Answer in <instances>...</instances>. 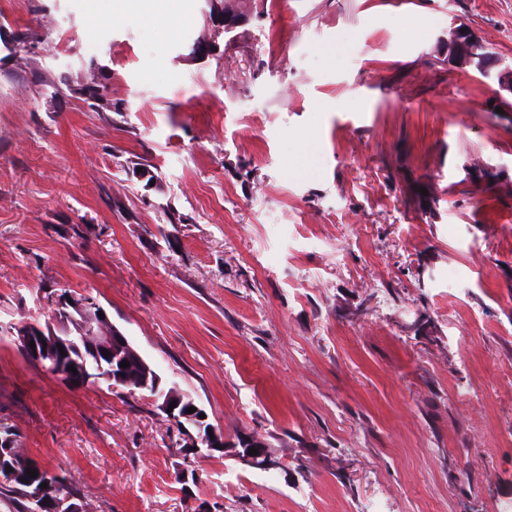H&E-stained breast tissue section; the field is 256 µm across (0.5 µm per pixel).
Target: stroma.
Returning <instances> with one entry per match:
<instances>
[{
  "instance_id": "stroma-1",
  "label": "stroma",
  "mask_w": 512,
  "mask_h": 512,
  "mask_svg": "<svg viewBox=\"0 0 512 512\" xmlns=\"http://www.w3.org/2000/svg\"><path fill=\"white\" fill-rule=\"evenodd\" d=\"M182 4L0 0V425L86 512H512V111L446 44L512 0ZM63 292L281 468L23 358ZM164 1V2H147ZM87 9L94 16H113L145 22L152 31L162 22L186 19V16L177 11V0H88ZM165 11L167 14L155 15L156 11ZM208 4L210 7L208 12L210 22L214 24L215 27H218L220 31L223 30L225 34L234 31L242 23V17L237 16L241 15V13L238 12L237 7L235 6V1L218 0L217 3V0H209ZM218 4L224 8L225 12L237 15L224 13L220 7H216ZM209 430H212L214 439H211L209 435ZM208 435L203 436L202 433H199V437L196 438L192 444L193 448H200L199 442L201 445H204L207 448H215V444H219L221 448H235V455L238 457L239 461L247 465L249 467H257V468H281V462H276L273 460L272 454L269 453L268 444L266 445L267 448H263V444L261 441H259L256 438H243L240 440L239 446L241 447L242 451L236 450L238 447L236 444H228L224 441V438L222 435L218 434L215 430L212 428H209ZM254 447V449H257L258 455H249V448Z\"/></svg>"
}]
</instances>
